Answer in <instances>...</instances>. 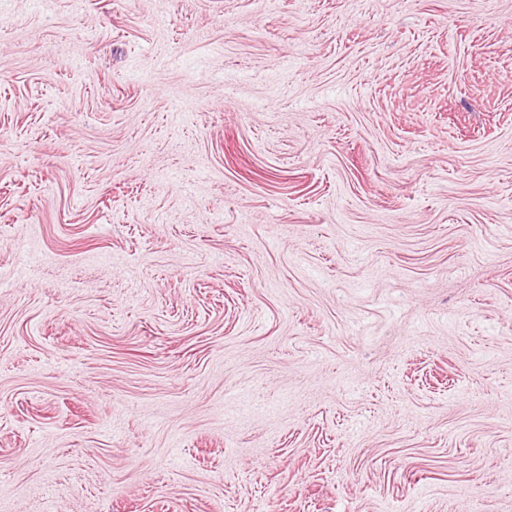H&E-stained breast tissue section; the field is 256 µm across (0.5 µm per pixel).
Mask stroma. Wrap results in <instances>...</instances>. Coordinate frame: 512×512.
I'll return each instance as SVG.
<instances>
[{"label":"stroma","instance_id":"1","mask_svg":"<svg viewBox=\"0 0 512 512\" xmlns=\"http://www.w3.org/2000/svg\"><path fill=\"white\" fill-rule=\"evenodd\" d=\"M0 512H512V0H0Z\"/></svg>","mask_w":512,"mask_h":512}]
</instances>
